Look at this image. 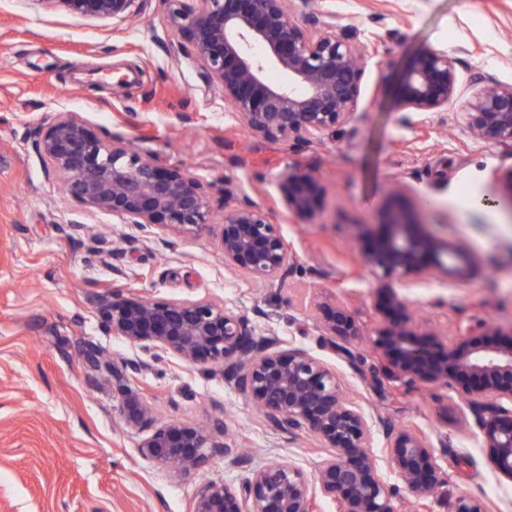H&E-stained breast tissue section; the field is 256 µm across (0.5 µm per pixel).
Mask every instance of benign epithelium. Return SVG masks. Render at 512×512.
Wrapping results in <instances>:
<instances>
[{"instance_id": "1", "label": "benign epithelium", "mask_w": 512, "mask_h": 512, "mask_svg": "<svg viewBox=\"0 0 512 512\" xmlns=\"http://www.w3.org/2000/svg\"><path fill=\"white\" fill-rule=\"evenodd\" d=\"M65 7L96 19L125 21L144 0H32ZM177 32L193 50L204 85L224 93V110L249 133L268 141L312 145L355 119L366 69L376 40L359 42L338 32L336 16L313 19L307 28L288 16V0H198L191 13L181 0H167ZM280 73L274 80L270 72ZM461 120L485 144L512 145V84L487 74L474 79ZM462 93L456 58L432 49L412 60L398 82V112H443ZM33 147L61 180L63 193L91 212H110L142 228L172 231L211 223L209 196L185 169H164L120 139L99 135L74 114L61 113L34 132ZM281 203L303 224L324 213L325 189L313 173L289 166L280 175ZM382 232L372 242L368 265L380 280L385 305L367 327L341 301L314 304V325L323 347L354 370L360 353L351 341L369 335L372 350L387 360L394 389L406 394L433 385L457 393L492 451L499 474L512 480V342L475 344L496 336L489 319L459 315L453 343L423 327L396 288L413 278L469 280L477 260L458 241L427 229L424 205L411 186L397 180L378 211ZM219 241L224 265L268 288L290 266L291 253L270 212L246 203L224 206ZM104 330L132 345H153L190 364L220 363L224 381L264 410L271 427L297 437L312 435L324 451L308 474L294 462L254 467L224 440L218 429L188 423H161L141 441V454L172 470L196 468L222 457L248 469L237 487L209 483L198 490L191 512H319L329 499L336 512H395L394 498L405 490L419 501L433 499L448 484V461L419 429L396 428L366 414L347 395L336 371L298 348L281 349L275 336L258 334L243 314L210 299L144 300L104 297L99 303ZM82 364L90 378L112 381L120 395L126 426L152 423V408L132 386L143 364L114 359L87 345ZM399 481L379 474L375 435ZM448 512H488L484 499L448 496Z\"/></svg>"}]
</instances>
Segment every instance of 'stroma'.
<instances>
[{"mask_svg": "<svg viewBox=\"0 0 512 512\" xmlns=\"http://www.w3.org/2000/svg\"><path fill=\"white\" fill-rule=\"evenodd\" d=\"M300 23L325 13L377 34L379 54L362 85L357 118L304 147L252 138L205 89L167 0H147L127 22L44 10L31 0H0V512H191L211 482L239 485L246 470L212 458L188 473L166 471L140 453L146 429L119 415V395L81 365L90 343L144 363L133 380L157 421L223 422L228 443L253 465L293 460L312 471L322 453L309 435L272 429L265 414L224 381L220 365L189 364L157 348L134 346L103 330L99 299L113 290L157 300L210 298L244 314L284 346L333 367L370 415L421 429L467 456L449 467L451 492L512 512V481L497 475L489 449L469 435L463 403L446 407L438 388L380 398L370 377L388 379L367 337L354 372L323 348L306 309L313 296L344 300L363 323L376 315L377 280L353 237L376 221L385 191L406 181L429 205L431 230L477 255L488 272L457 283L416 281L404 291L431 327L450 333L459 312L512 330V211L502 205L512 147L476 142L460 114L393 108L397 81L418 55L447 48L461 86L484 73L512 83V0H292ZM75 112L98 134L132 143L161 166L186 169L208 190L212 223L193 232H144L65 197L32 146L35 128ZM298 166L325 187L320 224L275 210L278 176ZM234 203L271 209L295 261L275 288L228 268L219 245L225 184ZM122 268L116 276L114 268Z\"/></svg>", "mask_w": 512, "mask_h": 512, "instance_id": "1", "label": "stroma"}]
</instances>
